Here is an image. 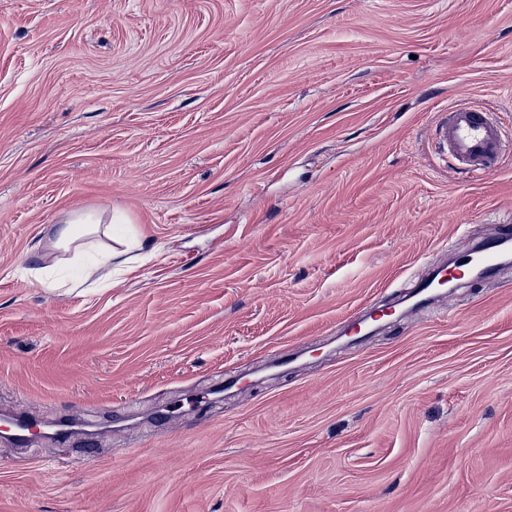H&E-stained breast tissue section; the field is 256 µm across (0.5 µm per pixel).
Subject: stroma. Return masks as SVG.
I'll list each match as a JSON object with an SVG mask.
<instances>
[{
    "instance_id": "obj_1",
    "label": "stroma",
    "mask_w": 512,
    "mask_h": 512,
    "mask_svg": "<svg viewBox=\"0 0 512 512\" xmlns=\"http://www.w3.org/2000/svg\"><path fill=\"white\" fill-rule=\"evenodd\" d=\"M459 103L512 124V0H0V512H512V263L338 333L512 221ZM76 210L145 250L31 285ZM494 112L469 104L448 107L436 124L437 144L448 152L467 174L481 176L495 171L510 145L505 129Z\"/></svg>"
}]
</instances>
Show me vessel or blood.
<instances>
[{
  "label": "vessel or blood",
  "instance_id": "obj_1",
  "mask_svg": "<svg viewBox=\"0 0 512 512\" xmlns=\"http://www.w3.org/2000/svg\"><path fill=\"white\" fill-rule=\"evenodd\" d=\"M436 140L439 147L472 176L495 171L507 150L502 121L488 115L485 108L469 104L449 107L436 124ZM511 249L512 227L500 226L494 236L471 250L464 268L451 271L440 267L421 278L412 292L415 308H422L433 300V291L441 280L458 281L475 270L493 275L499 268L500 254Z\"/></svg>",
  "mask_w": 512,
  "mask_h": 512
}]
</instances>
